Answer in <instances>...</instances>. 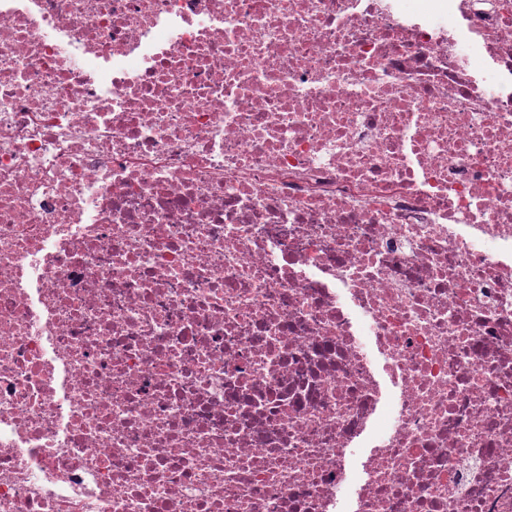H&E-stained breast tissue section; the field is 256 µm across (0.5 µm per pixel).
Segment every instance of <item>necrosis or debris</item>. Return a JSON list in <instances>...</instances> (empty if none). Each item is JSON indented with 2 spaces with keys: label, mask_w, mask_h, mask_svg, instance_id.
I'll use <instances>...</instances> for the list:
<instances>
[{
  "label": "necrosis or debris",
  "mask_w": 512,
  "mask_h": 512,
  "mask_svg": "<svg viewBox=\"0 0 512 512\" xmlns=\"http://www.w3.org/2000/svg\"><path fill=\"white\" fill-rule=\"evenodd\" d=\"M0 512H512V0H0Z\"/></svg>",
  "instance_id": "obj_1"
}]
</instances>
